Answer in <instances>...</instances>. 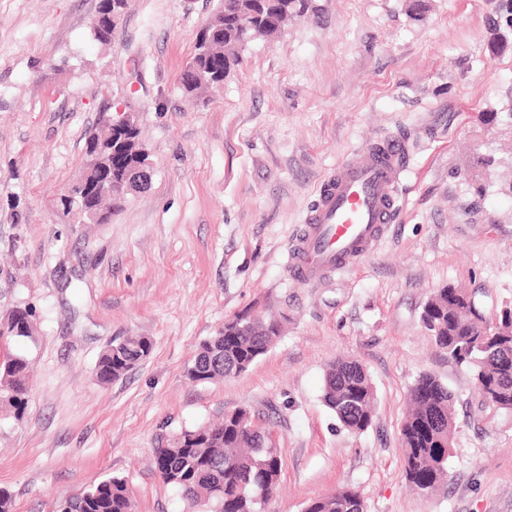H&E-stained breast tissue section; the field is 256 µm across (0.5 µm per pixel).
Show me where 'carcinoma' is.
I'll use <instances>...</instances> for the list:
<instances>
[{"mask_svg":"<svg viewBox=\"0 0 512 512\" xmlns=\"http://www.w3.org/2000/svg\"><path fill=\"white\" fill-rule=\"evenodd\" d=\"M126 0H100L93 35L108 45L113 28L108 14L123 11ZM311 9V0H218L207 24L208 43L197 46L191 63L212 73V82L224 79L241 61V51L255 40L283 29L288 21ZM103 155L112 148V127L93 134L86 149ZM251 323L242 331L236 325ZM422 322L435 345L448 357L470 366L483 396H491L499 408L512 410V309L505 310L496 324L503 330L499 341L482 348L478 342L491 333L473 294L452 287L436 290L423 308ZM32 311L13 309L0 324V343L33 338ZM279 338L278 325L260 317L224 322V329L199 344L192 367L199 371L198 383L245 373ZM152 350L146 336H129L117 350L100 355L96 378L101 384L123 377ZM30 361L18 353L0 357V393L15 414L27 402L26 383ZM323 402L342 427L354 434L371 425L375 394L363 366L348 359L333 362L325 374ZM453 397L448 387L423 373L410 388V409L401 426V447L406 481L420 492L437 488L447 476L451 452ZM155 470L164 483L178 489L195 503L210 502L212 512H261L262 504L278 490L281 460L271 430L255 415L241 425L236 416L201 428L186 429L155 449ZM221 486L223 497L213 494ZM135 504L126 484L117 478L69 497L59 512H134ZM305 512H364L359 493L348 487L318 498Z\"/></svg>","mask_w":512,"mask_h":512,"instance_id":"1","label":"carcinoma"}]
</instances>
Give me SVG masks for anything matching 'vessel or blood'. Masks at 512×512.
I'll list each match as a JSON object with an SVG mask.
<instances>
[{
	"mask_svg": "<svg viewBox=\"0 0 512 512\" xmlns=\"http://www.w3.org/2000/svg\"><path fill=\"white\" fill-rule=\"evenodd\" d=\"M406 151L399 139L378 140L324 180L291 253L289 268L299 280L317 283L376 248L395 219Z\"/></svg>",
	"mask_w": 512,
	"mask_h": 512,
	"instance_id": "b4317fda",
	"label": "vessel or blood"
}]
</instances>
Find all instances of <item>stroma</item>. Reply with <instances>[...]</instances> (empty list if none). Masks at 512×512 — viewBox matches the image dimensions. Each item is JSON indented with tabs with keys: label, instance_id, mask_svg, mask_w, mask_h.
Segmentation results:
<instances>
[{
	"label": "stroma",
	"instance_id": "35a3bbf8",
	"mask_svg": "<svg viewBox=\"0 0 512 512\" xmlns=\"http://www.w3.org/2000/svg\"><path fill=\"white\" fill-rule=\"evenodd\" d=\"M314 0L315 11L250 43L218 86L181 77L215 0H127L112 42L99 0H0V320L34 311L22 415L0 403V488L13 512H57L123 479L135 512H202L154 468V450L240 409L266 417L280 489L262 512H304L338 487L365 512H512V412L439 350L421 315L452 285L486 318L512 307V0ZM133 113L150 152L145 189L107 223L64 213L89 135ZM496 113L487 124L483 113ZM406 136L399 213L372 253L314 285L288 256L321 182L382 137ZM496 169L475 182L476 152ZM272 315L281 338L245 373L186 370L225 321ZM146 336L151 354L99 384L104 349ZM376 395L372 426L345 430L322 400L336 357ZM453 394L448 478L404 480L400 429L415 379ZM126 0H101L96 16L93 22V35L97 42L102 45H108L112 41L113 28L109 23L108 14L112 12V7L122 12L125 8Z\"/></svg>",
	"mask_w": 512,
	"mask_h": 512
}]
</instances>
